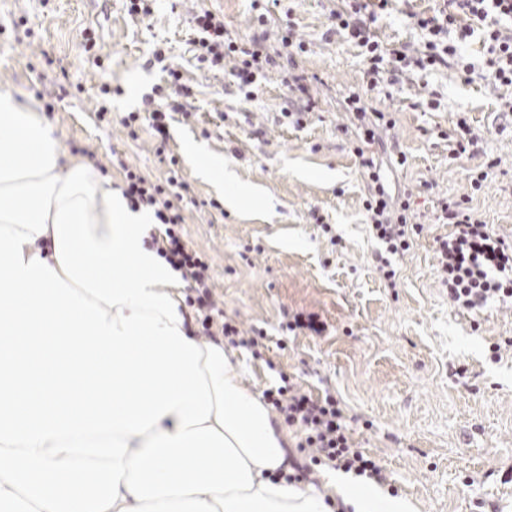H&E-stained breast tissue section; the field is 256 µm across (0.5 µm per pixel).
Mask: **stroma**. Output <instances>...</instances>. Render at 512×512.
Here are the masks:
<instances>
[{
  "label": "stroma",
  "mask_w": 512,
  "mask_h": 512,
  "mask_svg": "<svg viewBox=\"0 0 512 512\" xmlns=\"http://www.w3.org/2000/svg\"><path fill=\"white\" fill-rule=\"evenodd\" d=\"M437 5L394 7L379 19L378 36L419 43L405 12ZM197 6L156 0L151 16L134 20L120 0H0V89L42 111L63 154L92 153L113 188L124 187L113 155L160 177L169 154L195 198L222 201L220 215L184 208L185 240L210 256L226 315L266 333L264 358L235 349L250 392L261 394L283 373L312 395L335 392L354 438L387 471L382 493H396L416 512H512V354L497 361L489 351L512 337V312L449 305L433 252L448 227L429 219L437 198L466 194L470 174L489 165L493 173L472 207L493 230L512 235V117L499 112L490 87L450 69L367 93L371 106L396 121L385 144L407 155L404 168L385 171L390 191H413L424 226L395 262L398 288L385 287L376 269L382 246L363 208L367 179L342 107L348 91L361 87L364 64L354 43L325 36L333 0H281L274 15L307 43L296 69L314 76L318 110L301 129L281 116L292 102L279 70L268 73L256 100L243 103L229 72L196 60L189 38ZM85 29L95 35L102 66L83 51ZM157 44L170 47L194 111L188 120L173 113L161 154L149 133L130 139L120 123L165 82L152 60ZM62 84L67 95L46 112L37 91L54 93ZM104 84L115 89L107 123L95 114ZM433 99L438 108L430 107ZM462 116L481 140L476 153L453 160L446 136ZM193 147L230 173L242 192L238 202L192 164ZM314 209L330 232L314 224ZM288 311L319 313L327 335H283L279 322Z\"/></svg>",
  "instance_id": "1"
}]
</instances>
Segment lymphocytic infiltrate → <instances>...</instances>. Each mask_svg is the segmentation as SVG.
<instances>
[{
    "mask_svg": "<svg viewBox=\"0 0 512 512\" xmlns=\"http://www.w3.org/2000/svg\"><path fill=\"white\" fill-rule=\"evenodd\" d=\"M391 2L341 0L330 14L331 33L344 36L360 48L369 90H381L410 74L451 67L462 79L478 73L489 85L504 89L501 109L512 112V0H445L443 7L432 12L410 13L413 27L423 38L416 49L378 40L374 25ZM272 21V11L258 13L255 22L259 34L247 41L232 34L223 15L200 7L192 20L195 56L210 67L229 68L243 100H254L260 79L276 65L278 57L292 60L306 50L294 27L275 29ZM271 38L276 41L272 48L267 45ZM474 38L483 48V59L478 63L461 52L462 46ZM167 76L166 86L156 87L155 97L147 100L143 112L123 118L131 139H138L140 130L147 128L158 144H165L171 113L183 109L177 98L188 92L178 69H168ZM345 110L356 124L358 144L354 152L369 180V194L363 203L369 231L386 250L385 257L378 260V270L387 287L393 288L397 285L396 271L390 259L409 251L423 227L413 220L410 200L390 193L382 164L372 150L380 141V127L387 123L385 113L368 109L358 93L346 97ZM123 172V194L132 208L151 210L164 227L158 255L191 281L192 293L186 301L198 314L202 335L212 340L221 335L232 344L258 350L263 331L241 329L235 319L225 316L214 291L209 258L184 240V218L178 203L189 186L178 158L169 156L167 171L160 178L128 165ZM468 202L465 196L437 202L435 218L449 227L448 234L436 239L437 273L447 285L448 300L454 307L473 311L496 303L512 311V242L495 233ZM262 396L279 419L301 434L297 448L303 463L294 464L290 475L276 471L275 479L299 482L309 479L315 467L325 465L379 484L387 482L383 466L356 446L334 394L315 397L300 384L287 380L265 389Z\"/></svg>",
    "mask_w": 512,
    "mask_h": 512,
    "instance_id": "1",
    "label": "lymphocytic infiltrate"
}]
</instances>
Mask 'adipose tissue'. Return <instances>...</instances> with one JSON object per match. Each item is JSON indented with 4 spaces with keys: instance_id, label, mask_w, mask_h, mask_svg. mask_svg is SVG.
Listing matches in <instances>:
<instances>
[{
    "instance_id": "1",
    "label": "adipose tissue",
    "mask_w": 512,
    "mask_h": 512,
    "mask_svg": "<svg viewBox=\"0 0 512 512\" xmlns=\"http://www.w3.org/2000/svg\"><path fill=\"white\" fill-rule=\"evenodd\" d=\"M91 164L0 90V512H329ZM355 512H414L339 479Z\"/></svg>"
}]
</instances>
